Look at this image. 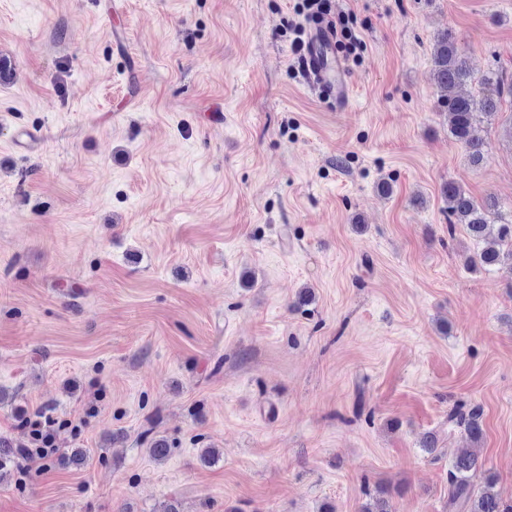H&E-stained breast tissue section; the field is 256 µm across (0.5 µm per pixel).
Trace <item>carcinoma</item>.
<instances>
[{
    "label": "carcinoma",
    "mask_w": 512,
    "mask_h": 512,
    "mask_svg": "<svg viewBox=\"0 0 512 512\" xmlns=\"http://www.w3.org/2000/svg\"><path fill=\"white\" fill-rule=\"evenodd\" d=\"M432 61L437 82L445 90L471 78L468 58L448 31L437 35ZM480 85L481 91L476 96L446 94L442 98V106L449 115L448 133L467 147L470 161L475 165L485 159L484 143L474 136L478 116L495 114L501 97L506 93L512 95V83L504 82L496 73L486 75ZM443 195L448 203V234H453L455 225L462 224L476 241L477 252L470 259L471 269L488 270L506 260L512 262V219L505 221L499 216L494 198L478 201L453 182L445 185ZM482 417L478 405L452 415L473 443L483 438ZM141 440L157 461L165 460L172 452V444L162 436H155L151 428L141 433ZM23 447L22 443L0 438V481L10 475L11 465ZM479 466L478 456L471 451L455 457L448 469V506L455 512H512V503L501 498L494 480H487L477 492L471 489L468 474Z\"/></svg>",
    "instance_id": "1"
}]
</instances>
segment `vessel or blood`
Masks as SVG:
<instances>
[{"label": "vessel or blood", "instance_id": "1", "mask_svg": "<svg viewBox=\"0 0 512 512\" xmlns=\"http://www.w3.org/2000/svg\"><path fill=\"white\" fill-rule=\"evenodd\" d=\"M302 67L308 82L337 109H345L352 99V84L346 66L336 53L332 31L323 24L308 33Z\"/></svg>", "mask_w": 512, "mask_h": 512}]
</instances>
